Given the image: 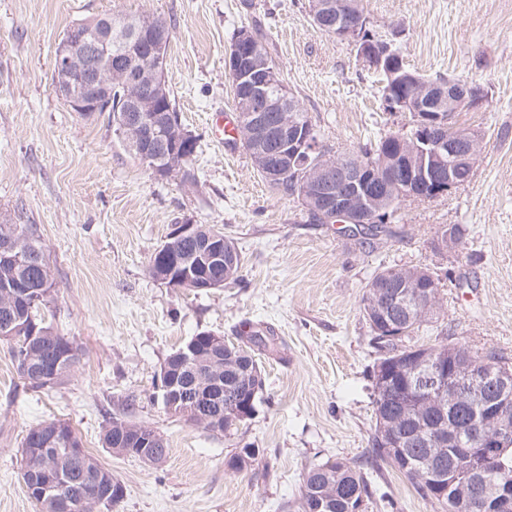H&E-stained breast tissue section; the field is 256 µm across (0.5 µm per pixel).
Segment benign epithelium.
<instances>
[{"label": "benign epithelium", "mask_w": 512, "mask_h": 512, "mask_svg": "<svg viewBox=\"0 0 512 512\" xmlns=\"http://www.w3.org/2000/svg\"><path fill=\"white\" fill-rule=\"evenodd\" d=\"M308 8L314 25L349 42L361 65L385 73L393 86L409 89L406 97L393 104V112L404 115L407 122L394 134L398 153L378 166L326 161L321 146L313 139L310 123L289 124L274 116L292 107L291 91L283 86L278 94H270L274 70L253 47L252 33L243 30L225 55V72L246 107L240 115L245 140L260 150L273 146L266 153V180L276 185L290 179L307 209L325 221L342 220L357 226L368 224L374 214L389 205L436 199L462 186L458 172L474 170L481 135L472 129H457L455 115L475 105L480 88L473 83L443 86L405 69L397 42L399 32L389 27L367 31L369 20L360 0H309ZM122 38L129 48L115 56L112 17L99 16L73 27L55 50L53 89L73 111H96L111 103L112 76L131 75L129 61L151 63L155 77L138 85L121 122L139 154L151 162L153 176L166 179L191 157L189 134L168 121L162 101L166 81L162 50L169 31L160 18L144 25L131 24L123 30ZM198 235L196 221L186 219L174 225L169 242L154 251V259L168 255V286L195 290L215 287L208 272L211 266L224 262L225 236L218 229L199 242L189 258L181 260L168 254L171 242L193 241ZM395 287L397 284L388 280L372 285L376 311H385L387 289ZM27 302V293L19 289L5 292V306L11 313L6 336L12 340L25 338L30 343L40 333L34 320H25ZM393 302L403 307L410 319L415 312L431 307L434 299L432 293L418 291L398 293ZM172 357L188 367L196 364L197 340H189ZM403 378L407 393L417 400L430 394L456 402L480 395L489 384L498 388L501 397L480 401L473 418L471 438L475 447L463 449L466 454L477 451L489 460L497 458L503 437L512 433V403L504 399L512 391L509 367L479 360L464 368L450 351L422 356L403 373ZM161 391L166 409L175 416L215 422L222 415L224 393L218 379L198 376L189 385H163ZM25 472L30 495L54 506L62 503L69 510L80 506L65 498L63 473L56 471L55 465L37 471L27 468ZM484 483L488 512H512V486L487 479Z\"/></svg>", "instance_id": "7a95c632"}]
</instances>
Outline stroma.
Masks as SVG:
<instances>
[{"label":"stroma","mask_w":512,"mask_h":512,"mask_svg":"<svg viewBox=\"0 0 512 512\" xmlns=\"http://www.w3.org/2000/svg\"><path fill=\"white\" fill-rule=\"evenodd\" d=\"M372 25L401 32L409 66L476 83L482 99L458 115L482 134L469 183L401 208L398 237L359 244L335 224H310L292 198L257 175L240 142L218 143L211 113L234 108L224 54L234 28L257 26L285 83L332 153L359 150L404 116L382 111L381 76L352 45L320 33L306 0H0V212L37 225L56 284L47 321L75 337L80 364L61 385L34 389L0 344V512H39L21 475L29 427L69 421L84 447L125 487L112 512H299L305 473L329 459L364 472L365 512H446L402 473L372 462V371L378 352L363 315L377 268L429 266L444 275L442 339L512 363V0H362ZM103 13L150 14L171 25L166 80L198 138L195 183L153 177L107 115L72 111L52 89L63 33ZM214 224L243 258L239 282L171 288L148 272L172 224ZM465 238L436 256L439 225ZM274 331L257 359L264 389L252 419L213 432L171 415L157 387L165 358L201 331L238 340L243 322ZM168 444L156 465L102 448L119 414ZM258 449L253 465L228 462Z\"/></svg>","instance_id":"1"}]
</instances>
